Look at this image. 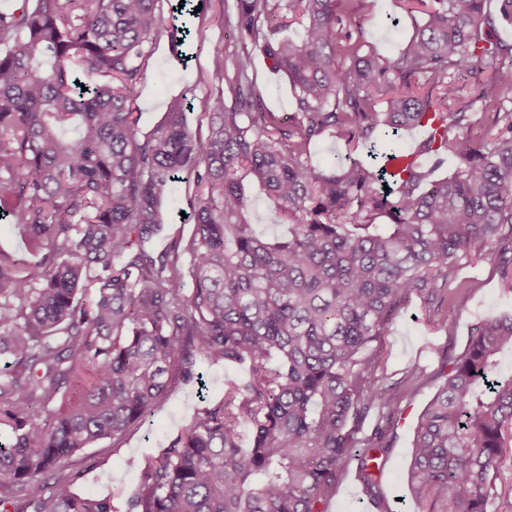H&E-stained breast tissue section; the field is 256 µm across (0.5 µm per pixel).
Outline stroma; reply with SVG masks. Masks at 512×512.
Returning a JSON list of instances; mask_svg holds the SVG:
<instances>
[{
  "instance_id": "35a3bbf8",
  "label": "stroma",
  "mask_w": 512,
  "mask_h": 512,
  "mask_svg": "<svg viewBox=\"0 0 512 512\" xmlns=\"http://www.w3.org/2000/svg\"><path fill=\"white\" fill-rule=\"evenodd\" d=\"M356 21L369 44L384 55L401 52L412 34V22L402 0H363ZM179 22L191 31L182 47L189 61L184 64L175 59L168 33L154 36L152 54L146 62L136 100L140 134L151 133L160 125L169 101L184 94L195 104L193 112L187 115L191 132L206 137L208 118L203 103L225 86L224 80L216 78L213 72L210 55L195 52L198 44L219 41L226 51L236 48V40L225 25L220 0H208L199 16L185 15ZM253 59L252 77L269 110L284 117L295 112L294 94L287 77L272 70L261 51H254ZM192 194V184L182 183L174 192L163 195V227L150 241V249L158 252L171 239L192 235L194 225L184 216ZM248 201V217L257 234L269 239L287 236L286 218L258 182L250 183ZM458 278L467 282L469 289L459 304L449 308L447 317L436 316L415 299L399 311L382 338V359L375 378L396 391L400 405L399 414L388 429L389 448L378 480L380 506H373L354 466L350 465L337 479L336 490L328 501V512H422L404 476L417 418L442 384L446 361L464 351L473 325L512 311V288L505 287L493 260L463 262ZM412 364L424 370L419 380L405 377L406 367ZM198 389L194 382L177 383L153 415L120 444L105 439L72 457L70 469L78 474L76 491L109 494L115 505H122L125 493L136 484L138 462L165 444L193 416L199 403Z\"/></svg>"
}]
</instances>
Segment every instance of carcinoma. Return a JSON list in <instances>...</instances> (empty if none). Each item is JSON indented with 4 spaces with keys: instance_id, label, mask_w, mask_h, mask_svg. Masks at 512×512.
Wrapping results in <instances>:
<instances>
[{
    "instance_id": "carcinoma-1",
    "label": "carcinoma",
    "mask_w": 512,
    "mask_h": 512,
    "mask_svg": "<svg viewBox=\"0 0 512 512\" xmlns=\"http://www.w3.org/2000/svg\"><path fill=\"white\" fill-rule=\"evenodd\" d=\"M358 2L235 0L237 49L209 48L233 100H206L204 140L183 96L139 137L150 43L174 28L161 0H21L0 12V220L23 225L34 257L0 250V478L13 488L0 512H118L74 491L67 459L121 439L193 380L201 405L143 458L126 512H327L350 460L375 492L387 429L357 434L371 405L397 413L368 376L399 310L414 296L436 312L453 303L462 261L484 254L512 287V43L486 0H433L421 19L423 0H406L414 32L383 56L347 28ZM254 47L293 85L286 122L250 79ZM79 68L95 80L77 83ZM463 73L477 84L464 106L451 86ZM431 115L440 128L418 152L455 156L454 174L388 171L400 133ZM74 118L79 135L66 140ZM326 134L367 156L321 170L311 145ZM249 176L288 236L271 242L247 220ZM183 180L195 231L156 254L146 244L160 200ZM507 352L512 315L480 323L418 418L408 478L424 512H512ZM199 359L247 376L212 405Z\"/></svg>"
}]
</instances>
